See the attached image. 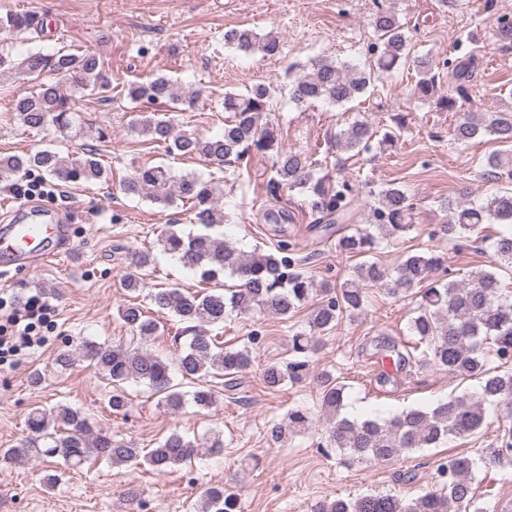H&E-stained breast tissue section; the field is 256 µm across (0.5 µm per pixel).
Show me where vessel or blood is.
I'll return each instance as SVG.
<instances>
[{
	"mask_svg": "<svg viewBox=\"0 0 512 512\" xmlns=\"http://www.w3.org/2000/svg\"><path fill=\"white\" fill-rule=\"evenodd\" d=\"M66 234L64 225L28 204L0 214V261L44 263L55 256V241Z\"/></svg>",
	"mask_w": 512,
	"mask_h": 512,
	"instance_id": "b4317fda",
	"label": "vessel or blood"
}]
</instances>
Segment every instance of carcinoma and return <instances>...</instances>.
I'll return each instance as SVG.
<instances>
[{
	"instance_id": "obj_1",
	"label": "carcinoma",
	"mask_w": 512,
	"mask_h": 512,
	"mask_svg": "<svg viewBox=\"0 0 512 512\" xmlns=\"http://www.w3.org/2000/svg\"><path fill=\"white\" fill-rule=\"evenodd\" d=\"M36 25L37 18L29 14L0 16V33L4 35ZM371 26L375 41L370 43L368 52L374 58L373 65L366 69L331 57L320 58L310 72L289 84V101L297 106L322 102L343 107L363 97L383 75L411 59L417 73L414 94L425 100L434 97L438 108L461 113L452 131L455 142L468 143L489 135L502 144H512L511 114L476 113L463 108L476 69L475 56L464 55L442 64L428 54L412 57L405 25L387 0H375ZM224 41L242 52H258L264 57L281 52V40L273 32L259 35L251 28H232L224 33ZM442 68L448 70V94L438 97ZM12 69L19 83L39 81L36 90L14 99L13 112L21 125L32 129L52 126L72 138L87 133L64 85L92 95L103 91V62L96 55L28 51ZM127 95L137 107L149 104L167 108L179 100L175 83L163 75L129 84ZM274 99L275 89L265 84L254 85L241 94H224V130L213 137L177 134L172 119L154 110L134 119L130 130L147 141L165 144L169 154L204 158L216 165L241 166L254 154L271 156L266 195L276 201L286 190L305 196L315 223L325 225L329 235L332 225L353 219L358 203L364 202L365 226L336 237V250L344 255L363 257L382 241L392 243L404 238L414 227L416 199L395 183L375 185L366 179L356 186L324 170L310 154L284 150L271 119ZM391 121L395 130L384 132L378 140L380 147L393 146L396 131L406 125L402 114L392 115ZM376 136L371 122L355 120L337 131L332 143L338 150L359 154L372 148ZM34 173L78 185L108 181V171L93 150L80 162L48 148L25 155H0V182ZM481 178L493 184L511 181L512 150L490 155ZM120 189L126 195H144L165 206L178 200L191 203L195 223L203 231L169 229L159 239L163 251L176 257L204 283L209 284L226 272L238 279L233 288L202 294L174 287L159 288L150 294L156 313L172 315L183 324L181 335L187 337V342L176 358L183 377L205 381L220 376L226 386L236 387L238 377L251 365V352L246 346H221L211 335L210 327L223 324L234 314L254 311L286 318L312 296L319 295L321 302L308 317L309 331L291 334L293 360L284 368L269 365L263 372L265 384L278 388L286 380L301 376L322 334L335 328L344 317L354 320L365 313L366 288L378 287L395 298H405L412 290L422 288L417 315L408 326L418 337L417 344L403 350L396 343L384 341L378 350L396 356L399 366L419 355L455 377L475 379L480 386L479 397L455 396L430 408H411L389 418L351 419L342 413L345 385L323 374L320 403L330 444L359 461L387 462L413 450L436 447L450 437L476 434L490 406H502L512 414V371L498 370L512 361V299L503 294L496 273L481 270L466 280L444 276L435 279L433 275L442 258L433 251H408L391 270L361 261L352 267L350 278L343 283L325 280L318 284L302 269L295 245L286 239L277 241L268 251L256 248L244 252L224 236L212 234L214 227L231 224L233 218L218 205L223 188L211 179L195 173L175 177L163 164L143 165L122 180ZM439 209L443 218L433 235L461 246L481 233L483 225L498 224L500 229L488 237L491 257L497 264H512L511 187L496 188L478 203L445 199ZM118 316L131 333L129 341L109 345L84 340L78 347L81 356L112 386L108 399L112 413L126 411L129 399L124 383L130 380L146 385L163 408L178 411L184 398L173 384L171 363L144 347V342L159 332L160 319L146 315L134 302L121 306ZM494 361L499 366H491ZM25 425L27 436L18 447L0 448L1 461L8 463L32 455L59 456L71 469L92 459L114 466L142 462L162 475L190 461L201 447L173 433L146 451L131 441L94 429L85 414L67 404H59L49 412L32 410ZM311 427L310 413L298 407L288 411L286 421L271 428V437L279 442ZM482 453L491 463L511 466L512 428L504 430ZM471 474V460L454 457L441 470V487L414 499L391 494H365L349 501L324 499L314 502L309 512H481L476 506ZM237 507V496L224 486L215 485L195 504V512H236Z\"/></svg>"
}]
</instances>
